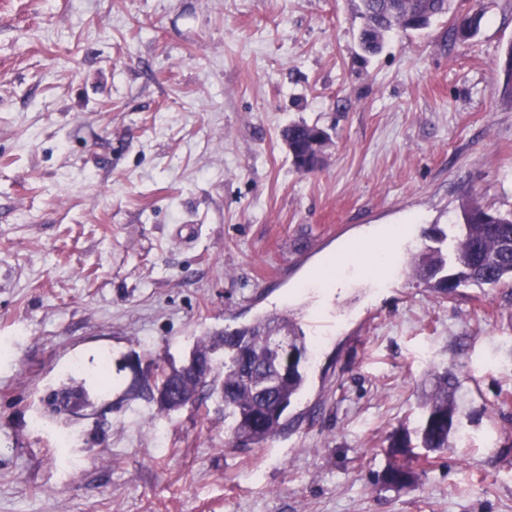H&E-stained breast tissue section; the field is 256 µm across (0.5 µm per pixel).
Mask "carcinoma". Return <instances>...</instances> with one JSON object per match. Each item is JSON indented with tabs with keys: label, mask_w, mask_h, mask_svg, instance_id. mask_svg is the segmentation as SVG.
I'll return each instance as SVG.
<instances>
[{
	"label": "carcinoma",
	"mask_w": 512,
	"mask_h": 512,
	"mask_svg": "<svg viewBox=\"0 0 512 512\" xmlns=\"http://www.w3.org/2000/svg\"><path fill=\"white\" fill-rule=\"evenodd\" d=\"M451 0H361L363 20L361 40L365 49L379 51L385 36L393 30H424L433 21L448 14ZM482 14L460 16L451 32L454 42L465 43L476 36ZM314 126L295 122L283 130L288 141L292 164L299 171L310 173L314 167L305 166L308 140ZM461 221L451 225V231L434 227L428 237L432 245L411 258L416 276L431 284L440 294H448L466 285L486 288L512 286V213L502 214L486 209L472 197L459 204ZM277 331L288 336L289 344L301 360L282 377L264 359L268 348V333ZM224 348V361L212 371L211 393L224 399V426L228 440L236 448L249 449L275 436L287 426L285 414L305 390L308 372L309 345L306 336L286 314L265 315L254 322L226 329L218 336L201 340L196 346L200 354ZM439 384L429 396L418 437L422 447L436 451L448 449V419L454 417L455 407L448 389L453 375H438ZM199 391V383L184 376L176 386L181 400L166 394L156 398L164 411L187 406ZM392 444L391 453L401 455L382 475L390 487H402L418 477L420 457L411 454L408 435Z\"/></svg>",
	"instance_id": "cac0c4a2"
}]
</instances>
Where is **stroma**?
Here are the masks:
<instances>
[{
    "instance_id": "obj_1",
    "label": "stroma",
    "mask_w": 512,
    "mask_h": 512,
    "mask_svg": "<svg viewBox=\"0 0 512 512\" xmlns=\"http://www.w3.org/2000/svg\"><path fill=\"white\" fill-rule=\"evenodd\" d=\"M480 4L468 43L448 14L370 55L359 0H0V512H512V288L409 265L464 196L512 211V0ZM302 121L331 138L309 174ZM404 224L387 281H316ZM275 312L312 349L283 431L234 448L205 390L159 410L161 369ZM437 370L449 448L383 486ZM70 381L86 418L44 404ZM317 125H309L306 122H295L283 130V138L288 141V152L292 164L299 171L310 173L315 171L311 164L305 167V156L308 140L311 132Z\"/></svg>"
}]
</instances>
